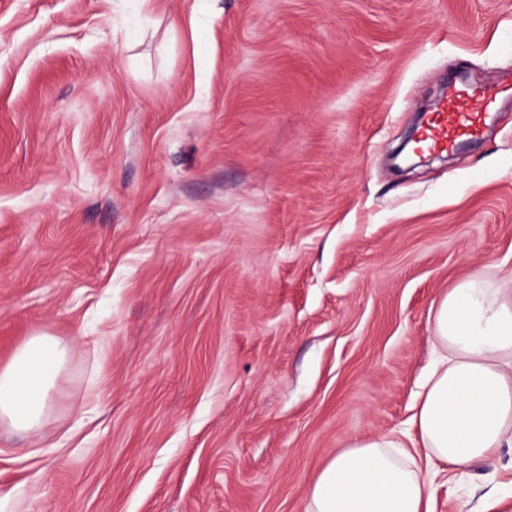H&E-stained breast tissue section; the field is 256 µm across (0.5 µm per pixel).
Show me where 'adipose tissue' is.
<instances>
[{"instance_id": "obj_1", "label": "adipose tissue", "mask_w": 512, "mask_h": 512, "mask_svg": "<svg viewBox=\"0 0 512 512\" xmlns=\"http://www.w3.org/2000/svg\"><path fill=\"white\" fill-rule=\"evenodd\" d=\"M434 359L418 394L409 449L393 435L339 451L308 489L306 512H432L447 470L465 472L512 447V276L473 277L435 306ZM67 347L29 336L0 367V422L41 430Z\"/></svg>"}]
</instances>
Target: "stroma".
Wrapping results in <instances>:
<instances>
[{"label":"stroma","instance_id":"obj_1","mask_svg":"<svg viewBox=\"0 0 512 512\" xmlns=\"http://www.w3.org/2000/svg\"><path fill=\"white\" fill-rule=\"evenodd\" d=\"M460 71L512 77V0H0V367L69 347L0 512H305L403 429L433 304L512 274V101L392 166ZM435 512H512V448Z\"/></svg>","mask_w":512,"mask_h":512}]
</instances>
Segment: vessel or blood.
Segmentation results:
<instances>
[{
	"label": "vessel or blood",
	"mask_w": 512,
	"mask_h": 512,
	"mask_svg": "<svg viewBox=\"0 0 512 512\" xmlns=\"http://www.w3.org/2000/svg\"><path fill=\"white\" fill-rule=\"evenodd\" d=\"M500 91L496 83L475 88L461 79L450 81L418 132L423 151L448 153L479 139Z\"/></svg>",
	"instance_id": "b4317fda"
}]
</instances>
